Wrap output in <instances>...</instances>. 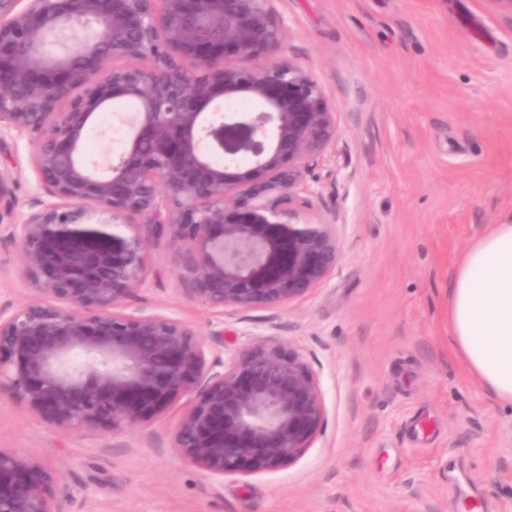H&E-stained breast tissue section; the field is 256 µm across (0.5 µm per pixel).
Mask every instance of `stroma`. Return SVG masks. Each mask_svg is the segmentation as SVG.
Here are the masks:
<instances>
[{"label": "stroma", "instance_id": "stroma-1", "mask_svg": "<svg viewBox=\"0 0 512 512\" xmlns=\"http://www.w3.org/2000/svg\"><path fill=\"white\" fill-rule=\"evenodd\" d=\"M280 56L323 89L335 145L311 161L315 210L336 216L326 283L278 309L214 311L187 293L166 238L129 308L175 316L232 359L257 337L301 351L324 424L295 463L215 478L173 447L180 395L133 429L64 430L0 399V448L50 462L70 512H512V406L448 341L464 252L512 213V10L496 0H270ZM126 131L100 113L87 158ZM15 217L44 197L28 138H0ZM28 299L0 236V304Z\"/></svg>", "mask_w": 512, "mask_h": 512}]
</instances>
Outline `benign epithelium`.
I'll list each match as a JSON object with an SVG mask.
<instances>
[{"label": "benign epithelium", "mask_w": 512, "mask_h": 512, "mask_svg": "<svg viewBox=\"0 0 512 512\" xmlns=\"http://www.w3.org/2000/svg\"><path fill=\"white\" fill-rule=\"evenodd\" d=\"M268 2L0 0V134L30 136L53 198L6 224L32 297L0 308V392L55 426L112 431L191 394L174 448L216 478L306 453L325 419L318 374L272 340L209 358L190 325L126 302L162 234L214 310L282 307L340 262L306 183L336 142L334 112L273 57L285 26ZM115 100L137 106L123 151L88 162L90 124ZM0 204L1 223L14 210L1 172ZM54 483L45 462L0 448V512H67Z\"/></svg>", "instance_id": "1"}]
</instances>
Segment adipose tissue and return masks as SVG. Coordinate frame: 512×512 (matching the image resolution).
I'll return each mask as SVG.
<instances>
[{"mask_svg": "<svg viewBox=\"0 0 512 512\" xmlns=\"http://www.w3.org/2000/svg\"><path fill=\"white\" fill-rule=\"evenodd\" d=\"M448 334L469 371L500 403L512 405V221L493 225L458 264Z\"/></svg>", "mask_w": 512, "mask_h": 512, "instance_id": "1", "label": "adipose tissue"}]
</instances>
